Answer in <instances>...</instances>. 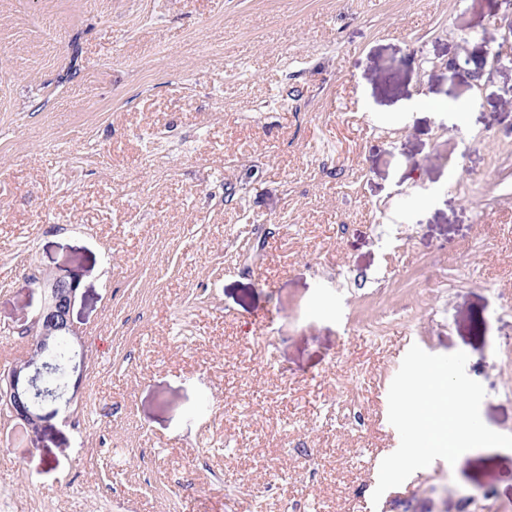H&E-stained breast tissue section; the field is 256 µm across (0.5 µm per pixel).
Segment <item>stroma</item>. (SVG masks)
<instances>
[{
  "label": "stroma",
  "instance_id": "obj_1",
  "mask_svg": "<svg viewBox=\"0 0 512 512\" xmlns=\"http://www.w3.org/2000/svg\"><path fill=\"white\" fill-rule=\"evenodd\" d=\"M511 14L0 0V371L47 271L86 354L0 512H512L504 448L372 499L411 345L512 434Z\"/></svg>",
  "mask_w": 512,
  "mask_h": 512
}]
</instances>
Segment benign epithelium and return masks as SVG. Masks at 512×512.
Wrapping results in <instances>:
<instances>
[{
	"label": "benign epithelium",
	"instance_id": "7a95c632",
	"mask_svg": "<svg viewBox=\"0 0 512 512\" xmlns=\"http://www.w3.org/2000/svg\"><path fill=\"white\" fill-rule=\"evenodd\" d=\"M44 302L33 319L34 338L30 353L4 374L6 387L0 388V404L11 412V420L28 437L36 438L46 426L44 405L63 400L70 406L76 394L65 395V387L51 391L43 387L45 378L54 371L53 354L65 345L70 354V375L82 378L83 345L72 320L71 311L77 298L78 282L72 278L47 273L38 282Z\"/></svg>",
	"mask_w": 512,
	"mask_h": 512
}]
</instances>
